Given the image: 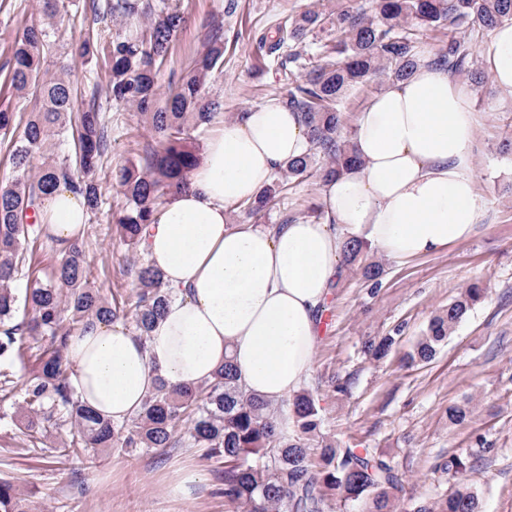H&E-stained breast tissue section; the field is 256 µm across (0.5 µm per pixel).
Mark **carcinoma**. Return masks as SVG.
I'll return each mask as SVG.
<instances>
[{
	"label": "carcinoma",
	"instance_id": "cac0c4a2",
	"mask_svg": "<svg viewBox=\"0 0 512 512\" xmlns=\"http://www.w3.org/2000/svg\"><path fill=\"white\" fill-rule=\"evenodd\" d=\"M368 13L336 0H312L302 12L279 27L273 41L254 36L258 47L278 54L279 66L301 71L291 82L285 105L302 114L310 152L285 164L282 179L238 205L250 218L259 216L287 189L288 182L315 177L335 178L360 162L347 130L344 103L352 91L391 80L409 78L421 57L416 50L422 30L448 31V40L431 61L461 75L477 87L487 77L475 67L479 42L503 23L512 24V0H372ZM71 0H42L44 18L68 10ZM112 9L123 16L140 15L145 30L135 36L121 32L78 46L82 57L103 60L108 81L94 89L86 109L74 111L76 89L59 66L44 68L51 53L44 24L22 28L11 45L12 67L0 85V144H7L11 173L0 181V362L32 359L20 393L6 371L0 372V402L16 396L23 424L34 436L44 424L70 425V444L61 451L90 458L102 448L133 455H165L182 444L202 451L206 460L224 464L221 470L228 512H396L403 484L395 465L374 448H341L323 439L324 417L313 393L300 390L288 403L296 435L277 426L276 410L247 394L231 362H224L212 380L179 390L158 387L138 415L121 423L103 419L79 398L67 360L71 336L95 320L120 321L147 339L168 296L161 275L148 261L135 265L134 288L104 297L90 279L81 237L59 247L38 226L44 201L64 184L82 194L87 213L96 214L102 193L95 180L108 151L111 128L98 99L136 108L153 131L154 144L135 165L120 169L119 183L127 212L118 226L128 245H142L154 212L185 188L200 160L191 131L210 120L220 103L202 90L209 74L223 63L221 27L206 35L203 50L189 64V75L156 107L157 72L167 61L187 17L178 4L161 0H118ZM317 42L319 60L309 66L307 40ZM33 97L35 106L24 124L16 123L14 101ZM69 137L73 154L50 153L52 142ZM42 159L38 166L33 160ZM50 244L58 262L46 271L37 252ZM359 239L345 244L344 263L361 266L373 287L381 284L384 268L369 262ZM27 278L24 295L14 283ZM486 297L479 282L468 284L434 316L422 336L402 358L407 365L431 361L438 347L472 307ZM27 317L16 320L19 308ZM402 326L365 343L366 351L382 358L399 343ZM32 338L34 345L26 346ZM468 403L448 406L446 417L460 426L469 417ZM468 458L450 453L435 471L448 477L449 487L430 501H413L406 512H482L478 495L464 481ZM0 512H28L11 481L0 479Z\"/></svg>",
	"mask_w": 512,
	"mask_h": 512
}]
</instances>
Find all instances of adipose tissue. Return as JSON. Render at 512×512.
<instances>
[{"label":"adipose tissue","mask_w":512,"mask_h":512,"mask_svg":"<svg viewBox=\"0 0 512 512\" xmlns=\"http://www.w3.org/2000/svg\"><path fill=\"white\" fill-rule=\"evenodd\" d=\"M495 84L512 94V24L478 48ZM473 93L447 68L422 62L357 112L360 164L323 182L322 220L234 224L279 168L311 147L300 112L273 98L220 123L189 185L154 215L144 249L169 297L140 339L119 322L72 336L68 360L81 400L125 421L158 384L210 380L232 360L240 382L280 405L302 389L314 361L321 308L344 272L347 239L410 259L468 240L479 218L471 136ZM82 195L61 186L45 202L43 228L57 240L81 234Z\"/></svg>","instance_id":"adipose-tissue-1"}]
</instances>
